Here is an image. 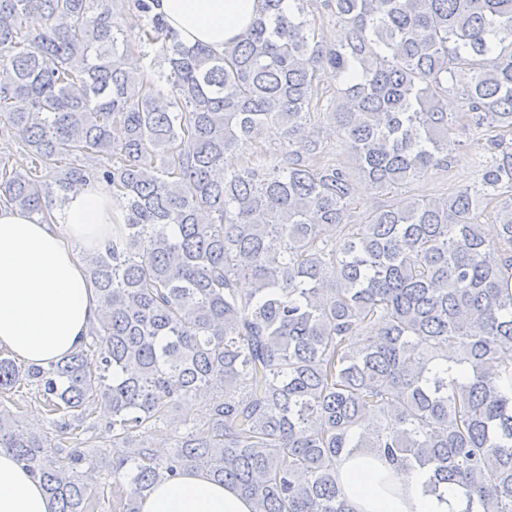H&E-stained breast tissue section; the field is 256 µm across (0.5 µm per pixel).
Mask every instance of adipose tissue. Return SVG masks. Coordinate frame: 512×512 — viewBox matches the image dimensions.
Returning a JSON list of instances; mask_svg holds the SVG:
<instances>
[{"label":"adipose tissue","instance_id":"adipose-tissue-1","mask_svg":"<svg viewBox=\"0 0 512 512\" xmlns=\"http://www.w3.org/2000/svg\"><path fill=\"white\" fill-rule=\"evenodd\" d=\"M261 0H153V10L188 46L216 53L250 28ZM65 231L18 210L0 208V347L42 364L77 348L98 313L94 287L73 250L75 240L99 248L112 227L105 186L69 193ZM336 480L354 512H460L451 492L431 493L423 474L399 476L377 457L357 452L336 465ZM0 512H52L41 485L9 453L0 452ZM139 512H254L235 488L190 469L159 483Z\"/></svg>","mask_w":512,"mask_h":512}]
</instances>
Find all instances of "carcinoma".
Here are the masks:
<instances>
[{
    "label": "carcinoma",
    "mask_w": 512,
    "mask_h": 512,
    "mask_svg": "<svg viewBox=\"0 0 512 512\" xmlns=\"http://www.w3.org/2000/svg\"><path fill=\"white\" fill-rule=\"evenodd\" d=\"M309 2L262 0L217 54L150 0L133 41L117 0H0V137L25 147L0 159V204L45 219L75 185L112 190V237L84 255L98 315L82 345L46 365L0 355V449L53 512H90L104 478L139 512L189 468L255 512H354L336 464L360 448L461 512H512V206L494 239L477 222L482 188L512 192V144L490 140L476 184L351 224V168L316 163L311 118L328 67L344 148L389 191L448 166L452 92L475 128L512 130V0H323L334 47ZM135 48L149 63L130 70ZM263 139L282 161L224 170ZM23 387L50 430L11 410ZM198 395L203 418L175 420ZM102 405L112 454L90 455ZM309 12L312 15L310 19H314L315 26L319 37H322L324 45L336 46L341 40L344 39V29L340 24H336V18L332 17L328 11L321 8L322 0H313L310 2Z\"/></svg>",
    "instance_id": "1"
}]
</instances>
